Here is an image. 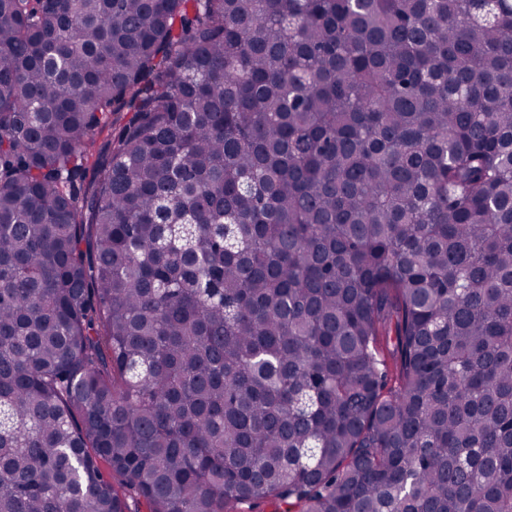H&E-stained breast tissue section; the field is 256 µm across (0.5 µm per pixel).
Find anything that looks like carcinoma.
<instances>
[{
	"instance_id": "obj_1",
	"label": "carcinoma",
	"mask_w": 512,
	"mask_h": 512,
	"mask_svg": "<svg viewBox=\"0 0 512 512\" xmlns=\"http://www.w3.org/2000/svg\"><path fill=\"white\" fill-rule=\"evenodd\" d=\"M131 492L512 512V0H0V512Z\"/></svg>"
}]
</instances>
